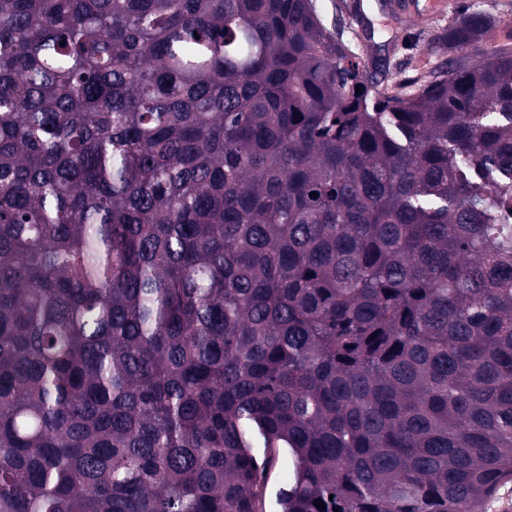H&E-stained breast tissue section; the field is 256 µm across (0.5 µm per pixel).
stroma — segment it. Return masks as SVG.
<instances>
[{
  "mask_svg": "<svg viewBox=\"0 0 512 512\" xmlns=\"http://www.w3.org/2000/svg\"><path fill=\"white\" fill-rule=\"evenodd\" d=\"M328 30H341L343 42L359 53L367 65L376 59L387 64V88L401 90L412 78L429 79L431 73L445 67L447 50L428 52V31L442 30L458 20L463 8L491 14L495 26L489 34L493 45L512 47V0H438L436 16L429 24L391 16L384 9L385 0H313Z\"/></svg>",
  "mask_w": 512,
  "mask_h": 512,
  "instance_id": "stroma-1",
  "label": "stroma"
}]
</instances>
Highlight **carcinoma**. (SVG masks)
<instances>
[{"instance_id": "cac0c4a2", "label": "carcinoma", "mask_w": 512, "mask_h": 512, "mask_svg": "<svg viewBox=\"0 0 512 512\" xmlns=\"http://www.w3.org/2000/svg\"><path fill=\"white\" fill-rule=\"evenodd\" d=\"M493 23L434 32L469 62L391 95L313 0H0V512H259L256 448L292 460L278 512H486Z\"/></svg>"}]
</instances>
